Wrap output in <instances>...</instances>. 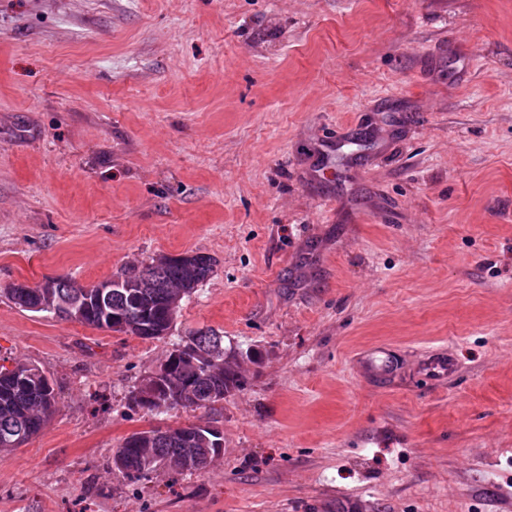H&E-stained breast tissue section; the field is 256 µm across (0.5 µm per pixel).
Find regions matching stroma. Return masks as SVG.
Returning <instances> with one entry per match:
<instances>
[{"instance_id": "obj_1", "label": "stroma", "mask_w": 512, "mask_h": 512, "mask_svg": "<svg viewBox=\"0 0 512 512\" xmlns=\"http://www.w3.org/2000/svg\"><path fill=\"white\" fill-rule=\"evenodd\" d=\"M191 251L215 272L160 340L0 292V360L60 398L0 512H512V0H0V289ZM209 329L262 352L244 389L130 409ZM376 346L405 376H360ZM192 423L205 472L113 470ZM418 368L437 381H445L459 369L456 356L434 350L426 351L418 362Z\"/></svg>"}]
</instances>
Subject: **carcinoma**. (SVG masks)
Segmentation results:
<instances>
[{
    "label": "carcinoma",
    "mask_w": 512,
    "mask_h": 512,
    "mask_svg": "<svg viewBox=\"0 0 512 512\" xmlns=\"http://www.w3.org/2000/svg\"><path fill=\"white\" fill-rule=\"evenodd\" d=\"M216 260L195 252L192 258H177L155 266H129L114 278L119 288H99L93 284L80 288L71 277L53 278L56 288L50 296L36 286L1 289L18 308L46 313L53 318L77 321L98 329L111 330L141 339H164L172 331L180 306H171L170 284H183L184 296L198 291L214 273ZM224 336L213 331H196L180 338L170 351L167 368L157 383L158 402L138 399L130 391L129 405L161 415L176 407L213 406L232 392L240 391L245 378L226 371ZM23 362L12 367L0 364V449L22 445L37 434L58 410L55 383L38 366L31 365L25 378L16 375ZM217 437L197 424L151 427L126 436L114 453L123 465L115 466L125 479L137 483L145 473L157 471L169 458L181 457L189 471L202 472L222 449L215 446ZM141 443L153 449L147 460L131 447Z\"/></svg>",
    "instance_id": "1"
}]
</instances>
